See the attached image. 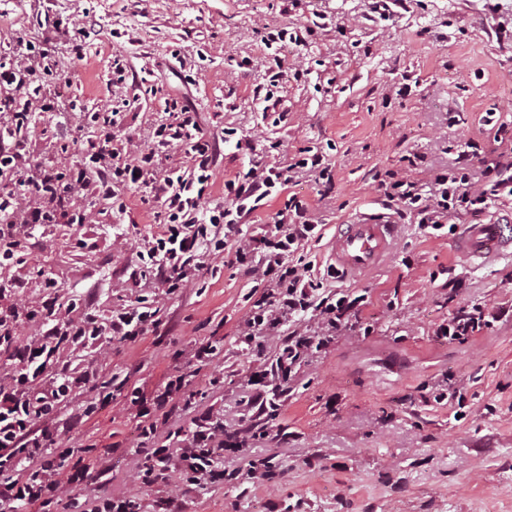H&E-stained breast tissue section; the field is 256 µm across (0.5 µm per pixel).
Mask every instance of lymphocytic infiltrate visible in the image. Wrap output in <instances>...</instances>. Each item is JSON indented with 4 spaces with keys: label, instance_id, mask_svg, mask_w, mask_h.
<instances>
[{
    "label": "lymphocytic infiltrate",
    "instance_id": "lymphocytic-infiltrate-1",
    "mask_svg": "<svg viewBox=\"0 0 512 512\" xmlns=\"http://www.w3.org/2000/svg\"><path fill=\"white\" fill-rule=\"evenodd\" d=\"M47 54L33 43H22L13 64L0 65V267L25 252L29 230L35 224H88L92 212L74 205L76 194L88 191L111 209L124 210L126 189L142 186L159 204L162 231L139 243L143 264L139 293L113 310L110 323H99L79 313L74 303L61 302L42 312L32 307L0 303V350L9 351L19 319L34 329L27 348L37 364L31 369L0 370V503L9 512L29 506L46 512L78 480L45 462L51 453L65 459L71 449L58 446L36 421L50 417L71 398L74 390L98 378L97 370L74 371L53 367L60 350L93 343L100 336L135 340L156 323L164 302L197 281L201 268L233 246L235 260L247 273L258 275L264 286L240 328L243 342L256 336L276 337L279 352L269 374L288 384L310 352L326 349L363 296L323 293V282L306 244L318 237L319 221L311 206L288 189L297 174L318 173L331 179L332 168L322 154H308L284 168L252 163L243 177L224 183L226 207L203 209L212 186V144L204 139L195 112L189 106H169L165 122L153 131L154 145L140 151L137 143L118 137V112L94 113L96 139L83 141L84 163L79 168L31 164L27 136L39 113L55 112L59 102L34 89L37 72H50ZM185 147L189 166L167 168L164 156L173 147ZM384 207L393 217L414 220L420 230L435 236L451 223L477 220L493 200H512V138L502 140L496 158L480 173H473L467 158H459L448 172H429L413 179L395 171L380 181ZM287 194L288 199L260 235L241 236L239 224L264 199ZM489 321L481 306L460 310L436 328L438 338L455 342L474 335ZM130 407L137 411L141 436L150 442L149 465L137 472L140 484L163 488L166 505H173L184 485L217 480L212 467L218 452L236 454L248 444L241 431L228 430L212 411L193 418L194 431L182 447L169 448L174 431L166 420L151 416L139 390H132ZM167 444H160V437ZM72 496V494H71ZM73 512H135V498L99 499L72 496Z\"/></svg>",
    "mask_w": 512,
    "mask_h": 512
}]
</instances>
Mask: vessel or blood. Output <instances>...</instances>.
Wrapping results in <instances>:
<instances>
[{
    "label": "vessel or blood",
    "mask_w": 512,
    "mask_h": 512,
    "mask_svg": "<svg viewBox=\"0 0 512 512\" xmlns=\"http://www.w3.org/2000/svg\"><path fill=\"white\" fill-rule=\"evenodd\" d=\"M397 224L382 214H364L339 225L329 242L330 257L339 275L365 280L390 257L397 240ZM453 248L480 264L512 256V224H467L452 242Z\"/></svg>",
    "instance_id": "vessel-or-blood-1"
}]
</instances>
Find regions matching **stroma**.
Returning <instances> with one entry per match:
<instances>
[{
  "mask_svg": "<svg viewBox=\"0 0 512 512\" xmlns=\"http://www.w3.org/2000/svg\"><path fill=\"white\" fill-rule=\"evenodd\" d=\"M73 17L88 23L79 52L54 29ZM303 26L304 44L281 51L279 100L266 109L265 30ZM22 39L49 50L53 72L38 82L63 93L62 111L35 123L32 163L78 165L80 141L96 134L88 113L118 109L122 136L146 146L166 102L190 104L216 146L210 204L224 203L225 180L250 160L284 167L308 148L326 156L333 183L307 173L289 188L322 223L308 246L322 267L336 224L380 212L378 175L411 172L417 156L448 167L471 139L478 166L495 157L499 131L512 134V0H409L387 18L376 0H0V62ZM118 62L126 81L116 86ZM125 198L126 212L91 224L37 227L15 267L24 282L15 299L50 302L46 270L67 298L106 321L127 296L117 281L140 272L135 241L160 229L145 190ZM42 238L50 249L38 247ZM451 241L405 220L368 280L325 278V292L364 295L358 317L372 334L337 337L282 397L272 422L279 438L257 439L251 450L273 463L274 483L204 481L184 487L175 512H512V257L475 264ZM255 282L225 254L216 271H200L195 287L166 301L144 336L103 337L108 393L76 390L48 424L55 440L93 444L111 458L107 473L79 452L62 461V470L84 474L76 494L135 496L144 512H163L157 489L135 479L146 454L127 410L132 388L152 406L167 378L182 373L194 406L240 424L247 379L277 348L272 337L239 338ZM474 304L507 313L467 340L436 338L442 320ZM206 341L221 347L216 365L188 362L190 347ZM446 376L465 387L462 411L433 399Z\"/></svg>",
  "mask_w": 512,
  "mask_h": 512,
  "instance_id": "35a3bbf8",
  "label": "stroma"
}]
</instances>
